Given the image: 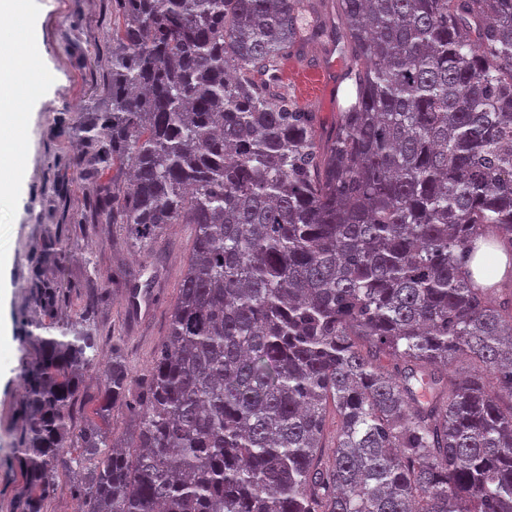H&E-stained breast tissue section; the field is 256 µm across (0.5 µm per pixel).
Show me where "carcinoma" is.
Masks as SVG:
<instances>
[{
    "mask_svg": "<svg viewBox=\"0 0 512 512\" xmlns=\"http://www.w3.org/2000/svg\"><path fill=\"white\" fill-rule=\"evenodd\" d=\"M113 3L74 173L126 163L98 218L139 252L169 224L194 244L132 401L93 303L28 332L16 512L73 441L81 512H512V286L470 269L489 234L512 253V0H337L355 94L324 141L277 76L326 36L320 0ZM460 356L486 375L452 376ZM88 371L135 436L75 425Z\"/></svg>",
    "mask_w": 512,
    "mask_h": 512,
    "instance_id": "obj_1",
    "label": "carcinoma"
}]
</instances>
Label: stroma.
I'll return each instance as SVG.
<instances>
[{
	"instance_id": "1",
	"label": "stroma",
	"mask_w": 512,
	"mask_h": 512,
	"mask_svg": "<svg viewBox=\"0 0 512 512\" xmlns=\"http://www.w3.org/2000/svg\"><path fill=\"white\" fill-rule=\"evenodd\" d=\"M39 42L34 68L40 77L37 93L21 98L25 147L11 197L0 202V222L10 224V261L0 267V320L12 328V353L0 362V512H12L22 496L14 445L18 439L16 408L23 398L18 368L23 356L21 337L26 325H63L86 305L88 291L98 302L93 320L102 361L121 353L133 380L149 369L167 334L170 309L194 243L188 224L168 225L157 245L162 269L148 295L130 304L129 291L137 284L144 255L136 252L121 225L101 224L95 207L104 185L123 184L126 169H110L79 179L72 172L74 157L87 148L77 136L80 113L99 111L107 93L105 59L112 50V0H25ZM342 53L330 43L294 46L289 62L320 73L311 91L301 89L281 70L279 80L297 104L315 113L319 133L336 123L339 106L354 91L345 79ZM69 237L70 250L62 264L40 267L36 257L44 242ZM70 286L65 303L45 314L28 299L35 280ZM100 382L84 377L73 408L78 425L101 424L113 437L132 433L133 419L123 403L100 418Z\"/></svg>"
}]
</instances>
